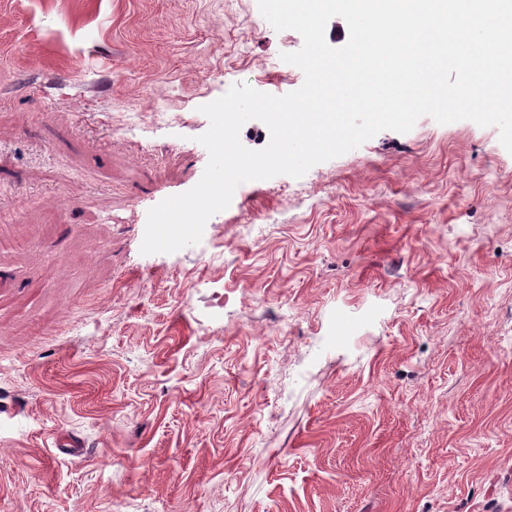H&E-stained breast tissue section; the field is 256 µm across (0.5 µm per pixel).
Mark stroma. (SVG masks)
<instances>
[{"label": "stroma", "mask_w": 512, "mask_h": 512, "mask_svg": "<svg viewBox=\"0 0 512 512\" xmlns=\"http://www.w3.org/2000/svg\"><path fill=\"white\" fill-rule=\"evenodd\" d=\"M258 0H0V512H512V154L421 117L240 184L200 108L284 95Z\"/></svg>", "instance_id": "obj_1"}]
</instances>
